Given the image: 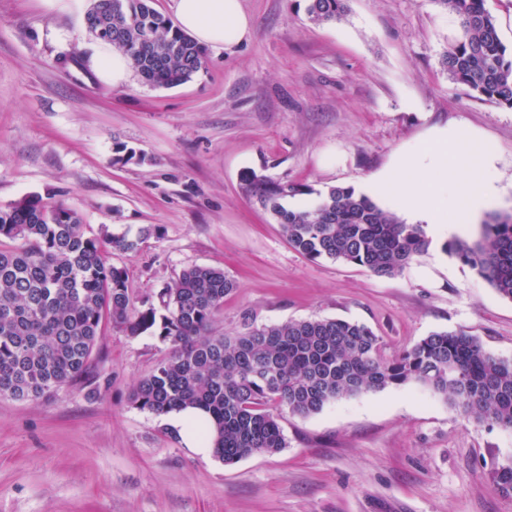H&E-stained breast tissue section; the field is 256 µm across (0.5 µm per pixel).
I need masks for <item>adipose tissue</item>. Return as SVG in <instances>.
<instances>
[{
    "instance_id": "1",
    "label": "adipose tissue",
    "mask_w": 512,
    "mask_h": 512,
    "mask_svg": "<svg viewBox=\"0 0 512 512\" xmlns=\"http://www.w3.org/2000/svg\"><path fill=\"white\" fill-rule=\"evenodd\" d=\"M180 29L204 45L231 47L249 39L252 20L241 0H174ZM494 148L459 130L439 133L410 156L375 176L371 191L395 199L400 209L423 221L432 239L462 235L490 202L494 175L488 164ZM184 444L198 455L213 452L209 420L198 410L171 413Z\"/></svg>"
}]
</instances>
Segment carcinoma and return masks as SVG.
<instances>
[{"instance_id": "obj_1", "label": "carcinoma", "mask_w": 512, "mask_h": 512, "mask_svg": "<svg viewBox=\"0 0 512 512\" xmlns=\"http://www.w3.org/2000/svg\"><path fill=\"white\" fill-rule=\"evenodd\" d=\"M348 0H307L308 20L342 19ZM461 21L460 38L442 55L448 78L475 98L512 108V49L501 41L485 0H434ZM87 31L129 60L141 81L173 88L205 64L206 49L173 26L151 0H90ZM248 197L269 211L288 243L312 258L401 273L430 244L422 225L407 224L352 187L313 189L250 171ZM316 195L292 209L288 199ZM134 236H89L80 215L38 195L0 209V396L49 398L84 377L108 319L127 335L150 333L168 355L131 392L132 405L154 416L192 407L208 414L214 455L233 465L287 447L281 410L308 416L339 398L416 384L466 418L512 430V361L489 352L464 330L439 331L395 357L366 325L341 319L290 320L232 336L213 326L234 284L211 266L184 269L160 292L162 309L135 306L109 250H132ZM444 249L512 300V214L492 213L482 238ZM494 485L512 489V463L490 469Z\"/></svg>"}]
</instances>
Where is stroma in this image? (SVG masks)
Here are the masks:
<instances>
[{"mask_svg":"<svg viewBox=\"0 0 512 512\" xmlns=\"http://www.w3.org/2000/svg\"><path fill=\"white\" fill-rule=\"evenodd\" d=\"M89 0L52 11L0 0V208L38 195L87 234L152 228L113 251L137 300L193 265L235 287L214 325L359 321L391 356L439 330L467 331L512 359V300L434 243L403 272L310 259L242 189L253 171L315 190L365 192L438 129L492 140L497 200L512 212V110L473 98L441 65L460 20L435 0H348L308 22L306 0H242L250 38L207 51L175 88L115 87L84 60ZM125 144L145 162L118 159ZM169 351L105 325L87 375L53 397H0V512H512L489 479L512 432L468 420L416 385L284 414L287 446L227 465L196 455L164 417L134 408L135 384Z\"/></svg>","mask_w":512,"mask_h":512,"instance_id":"stroma-1","label":"stroma"}]
</instances>
